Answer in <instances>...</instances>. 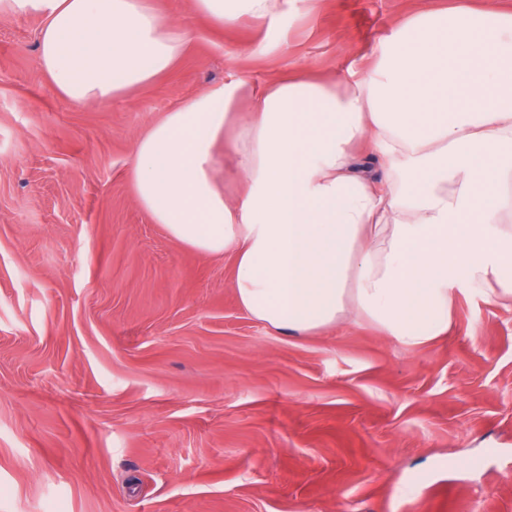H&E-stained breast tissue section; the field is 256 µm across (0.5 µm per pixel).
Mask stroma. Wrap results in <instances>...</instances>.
<instances>
[{
  "label": "stroma",
  "instance_id": "obj_1",
  "mask_svg": "<svg viewBox=\"0 0 512 512\" xmlns=\"http://www.w3.org/2000/svg\"><path fill=\"white\" fill-rule=\"evenodd\" d=\"M163 2L184 58L84 107L39 71L37 18L0 11V512H512V304L458 295L417 349L366 322L278 334L238 303L230 256L138 206V134L270 32ZM456 2L317 0L237 67L342 73Z\"/></svg>",
  "mask_w": 512,
  "mask_h": 512
}]
</instances>
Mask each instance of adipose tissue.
Here are the masks:
<instances>
[{
	"mask_svg": "<svg viewBox=\"0 0 512 512\" xmlns=\"http://www.w3.org/2000/svg\"><path fill=\"white\" fill-rule=\"evenodd\" d=\"M311 0H191L220 27L275 25ZM41 22L38 66L88 105L151 83L190 37L158 0H0ZM235 166L217 176L215 145ZM381 168L361 173L356 149ZM138 205L180 243L234 256L241 307L306 336L367 321L409 348L450 326L457 292L512 303V10L424 11L362 71L239 72L140 135Z\"/></svg>",
	"mask_w": 512,
	"mask_h": 512,
	"instance_id": "obj_1",
	"label": "adipose tissue"
}]
</instances>
